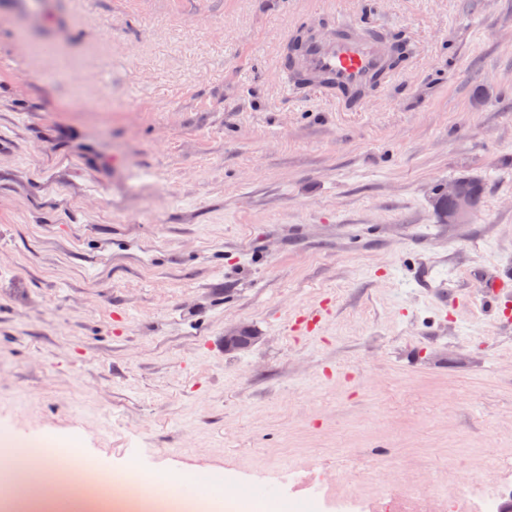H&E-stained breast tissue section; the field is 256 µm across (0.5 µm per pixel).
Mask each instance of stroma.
Segmentation results:
<instances>
[{"instance_id":"stroma-1","label":"stroma","mask_w":512,"mask_h":512,"mask_svg":"<svg viewBox=\"0 0 512 512\" xmlns=\"http://www.w3.org/2000/svg\"><path fill=\"white\" fill-rule=\"evenodd\" d=\"M411 61L359 110L290 32ZM485 190L442 223L441 187ZM512 0H0V440L288 512L493 487L512 455ZM255 341L225 350V331Z\"/></svg>"}]
</instances>
